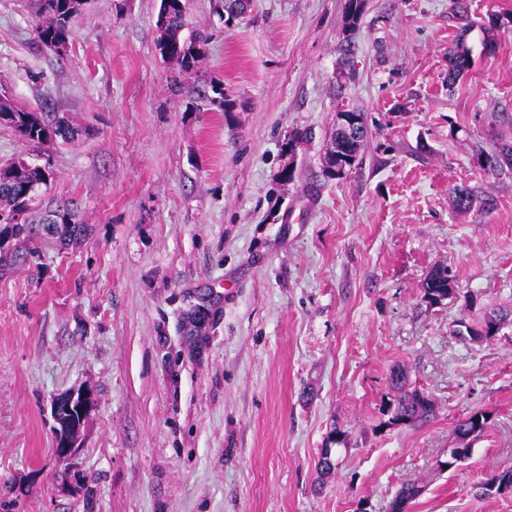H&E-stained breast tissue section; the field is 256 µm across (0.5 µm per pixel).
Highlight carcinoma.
<instances>
[{"mask_svg": "<svg viewBox=\"0 0 512 512\" xmlns=\"http://www.w3.org/2000/svg\"><path fill=\"white\" fill-rule=\"evenodd\" d=\"M37 13L42 21L35 25V37L46 49L58 52L65 48L76 19L85 9L87 0H35ZM186 0H170L167 23L158 27L157 46L162 57L175 62L184 73H190L205 53L207 37L200 33L185 31L186 15L183 3ZM226 21H231L246 13L248 0H218ZM471 60L467 50L459 47L449 57L448 87L452 88L468 72ZM197 97L227 110L224 87L209 84L196 91ZM351 121L348 126L336 128V135L327 149L328 170L331 175L342 177L347 171L358 166L369 147V130L364 113L349 111ZM15 131L24 140L44 145L61 139L69 141L79 134L62 118H52L49 113L38 108H19L10 100L0 97V127ZM479 166L488 176H497L508 169L512 171V145L503 144L497 149L478 151ZM53 180L48 168L25 160H17L8 166L0 167V235L13 238L14 247L0 262L11 264L20 254L36 253L34 242L38 232L30 222L16 223L19 213H30L31 206L40 196L43 188ZM451 204L458 212H468L477 198V191L470 186L455 185L451 188ZM42 231L57 239L60 245L68 246L85 237L87 227L80 220L77 207L72 204H58L46 209L41 218ZM421 301L432 306L441 303L455 292V280L448 267L438 266L425 281L421 289ZM508 317L498 311H491L476 327L460 322L457 335H465L477 340H492L498 334L501 324ZM391 386L400 392L396 404L388 409L389 422L413 423L432 414L434 405L416 390H408L407 378L402 370H395L390 377ZM488 422L485 414L474 412L455 426L459 440L467 441L481 434ZM512 476V468L493 474L481 484L482 494L509 493L512 487L502 486L504 477Z\"/></svg>", "mask_w": 512, "mask_h": 512, "instance_id": "cac0c4a2", "label": "carcinoma"}]
</instances>
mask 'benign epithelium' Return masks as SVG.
<instances>
[{
	"mask_svg": "<svg viewBox=\"0 0 512 512\" xmlns=\"http://www.w3.org/2000/svg\"><path fill=\"white\" fill-rule=\"evenodd\" d=\"M94 405V394L87 388L69 391L52 399L51 414L59 441L55 452L61 462L70 464L77 456L78 435Z\"/></svg>",
	"mask_w": 512,
	"mask_h": 512,
	"instance_id": "obj_1",
	"label": "benign epithelium"
}]
</instances>
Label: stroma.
I'll return each instance as SVG.
<instances>
[{"instance_id": "35a3bbf8", "label": "stroma", "mask_w": 512, "mask_h": 512, "mask_svg": "<svg viewBox=\"0 0 512 512\" xmlns=\"http://www.w3.org/2000/svg\"><path fill=\"white\" fill-rule=\"evenodd\" d=\"M453 2L363 0L351 29L347 0H253L229 24L189 0L209 42L182 78L157 48L160 0H89L58 53L31 0H0V97L82 130L40 149L0 127V166L54 173L30 220L71 201L90 228L0 265V512H390L406 484L409 512H512L479 490L512 467V322L455 334L512 308V173L475 153L512 144V27L491 54L483 27L512 0ZM459 40L472 67L452 88ZM214 80L231 111L198 99ZM352 109L371 145L333 178ZM464 184L494 211L455 212ZM438 265L457 291L430 306ZM201 304L198 346L182 325ZM397 365L433 416L390 424ZM78 388L95 405L69 468L50 401ZM476 411L487 428L443 468ZM489 315H485L483 320L480 322V324L476 327L471 326L469 323L466 322H460L458 325L463 329H458L456 335L460 336L462 338H465V333L467 336H469L471 339H477V340H492L494 339L498 334L499 330L501 328V324L504 323L505 319L508 316H511V310L505 314L500 313L499 311H491L488 313Z\"/></svg>"}]
</instances>
